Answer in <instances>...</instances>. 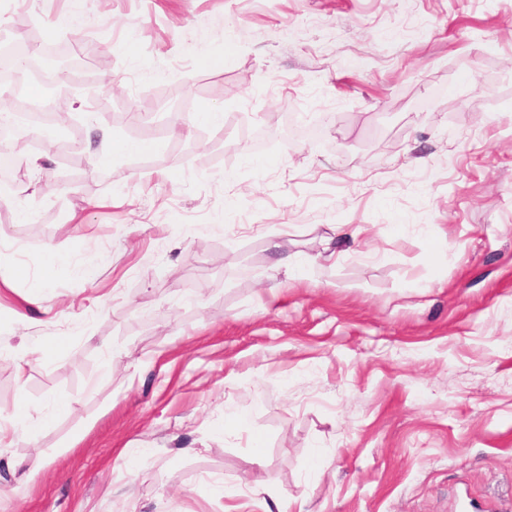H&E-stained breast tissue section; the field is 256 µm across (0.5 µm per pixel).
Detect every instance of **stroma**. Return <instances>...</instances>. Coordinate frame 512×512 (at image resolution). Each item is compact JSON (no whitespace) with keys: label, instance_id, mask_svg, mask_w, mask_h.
Listing matches in <instances>:
<instances>
[{"label":"stroma","instance_id":"stroma-1","mask_svg":"<svg viewBox=\"0 0 512 512\" xmlns=\"http://www.w3.org/2000/svg\"><path fill=\"white\" fill-rule=\"evenodd\" d=\"M1 23L107 63L66 82L78 161L49 131L0 180V419L22 399L38 427L0 446V512H512V0H0Z\"/></svg>","mask_w":512,"mask_h":512}]
</instances>
